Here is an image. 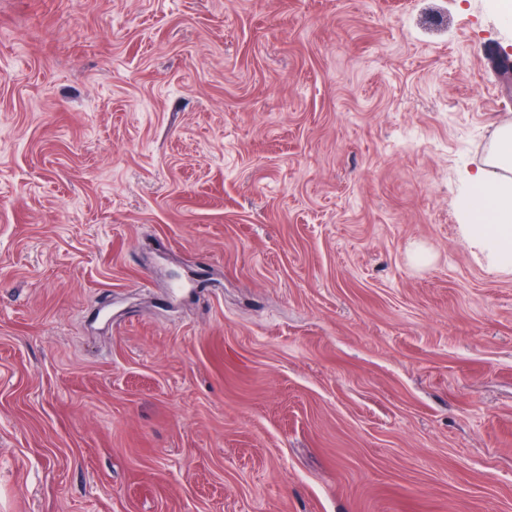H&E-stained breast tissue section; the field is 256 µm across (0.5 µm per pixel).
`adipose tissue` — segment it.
<instances>
[{"label":"adipose tissue","instance_id":"adipose-tissue-1","mask_svg":"<svg viewBox=\"0 0 512 512\" xmlns=\"http://www.w3.org/2000/svg\"><path fill=\"white\" fill-rule=\"evenodd\" d=\"M494 150L460 210L468 240L504 270L512 265V123L498 128Z\"/></svg>","mask_w":512,"mask_h":512}]
</instances>
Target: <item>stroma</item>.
Segmentation results:
<instances>
[{
  "label": "stroma",
  "instance_id": "35a3bbf8",
  "mask_svg": "<svg viewBox=\"0 0 512 512\" xmlns=\"http://www.w3.org/2000/svg\"><path fill=\"white\" fill-rule=\"evenodd\" d=\"M493 48L497 0H0V512H512ZM495 161L475 176L471 193L460 204L469 241L480 247L499 269L511 268L512 257V123L500 126Z\"/></svg>",
  "mask_w": 512,
  "mask_h": 512
}]
</instances>
